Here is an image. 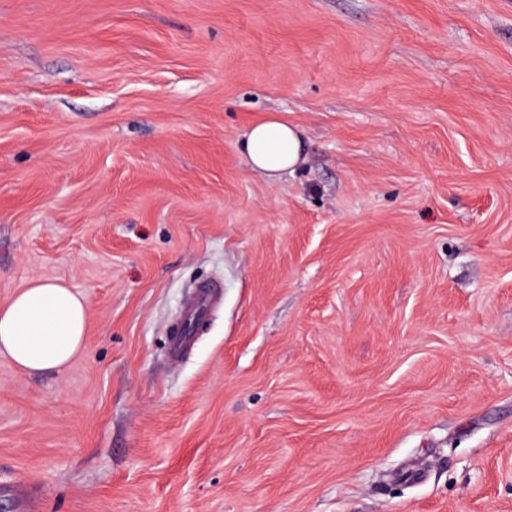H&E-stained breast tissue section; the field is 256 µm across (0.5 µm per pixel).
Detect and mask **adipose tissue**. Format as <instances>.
<instances>
[{
	"mask_svg": "<svg viewBox=\"0 0 512 512\" xmlns=\"http://www.w3.org/2000/svg\"><path fill=\"white\" fill-rule=\"evenodd\" d=\"M240 149L273 181L301 163L305 141L299 127L271 114L245 131ZM86 323L80 294L49 277L32 279L0 308V353L28 374L61 371L84 350Z\"/></svg>",
	"mask_w": 512,
	"mask_h": 512,
	"instance_id": "obj_1",
	"label": "adipose tissue"
}]
</instances>
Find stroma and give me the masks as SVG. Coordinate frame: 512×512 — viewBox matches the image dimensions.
<instances>
[{
  "label": "stroma",
  "mask_w": 512,
  "mask_h": 512,
  "mask_svg": "<svg viewBox=\"0 0 512 512\" xmlns=\"http://www.w3.org/2000/svg\"><path fill=\"white\" fill-rule=\"evenodd\" d=\"M40 276L86 349L0 354V512H512V0H0V306ZM240 149L254 171L274 181L301 163L305 155V141L299 127L271 114L245 131ZM220 288V284L213 281H204L195 286L184 312L181 326L173 333L174 337L170 347L172 360L181 358L189 347L196 326L205 319L211 307L220 300Z\"/></svg>",
  "instance_id": "stroma-1"
}]
</instances>
